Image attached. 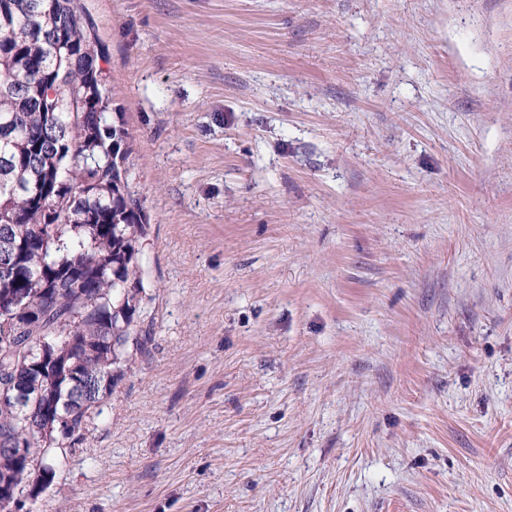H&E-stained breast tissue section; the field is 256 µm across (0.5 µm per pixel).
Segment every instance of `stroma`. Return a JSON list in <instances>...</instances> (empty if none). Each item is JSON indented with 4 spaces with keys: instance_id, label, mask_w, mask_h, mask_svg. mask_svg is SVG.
<instances>
[{
    "instance_id": "35a3bbf8",
    "label": "stroma",
    "mask_w": 512,
    "mask_h": 512,
    "mask_svg": "<svg viewBox=\"0 0 512 512\" xmlns=\"http://www.w3.org/2000/svg\"><path fill=\"white\" fill-rule=\"evenodd\" d=\"M81 4L148 300L23 512H512V0Z\"/></svg>"
}]
</instances>
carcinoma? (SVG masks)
<instances>
[{
  "label": "carcinoma",
  "instance_id": "cac0c4a2",
  "mask_svg": "<svg viewBox=\"0 0 512 512\" xmlns=\"http://www.w3.org/2000/svg\"><path fill=\"white\" fill-rule=\"evenodd\" d=\"M79 0H0V479L45 490L128 370L144 286L143 215L128 191V132L96 96L103 46L87 45ZM67 433L44 435V413Z\"/></svg>",
  "mask_w": 512,
  "mask_h": 512
}]
</instances>
